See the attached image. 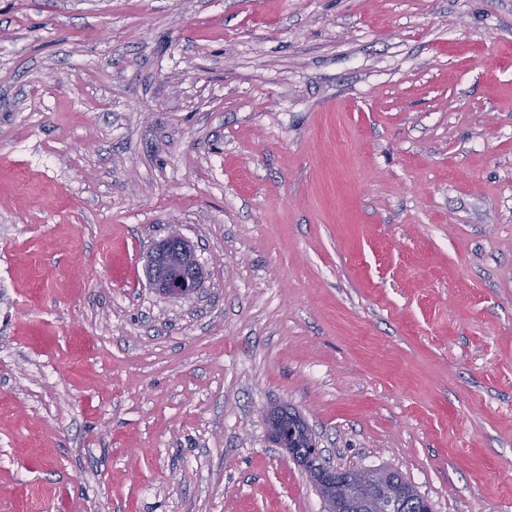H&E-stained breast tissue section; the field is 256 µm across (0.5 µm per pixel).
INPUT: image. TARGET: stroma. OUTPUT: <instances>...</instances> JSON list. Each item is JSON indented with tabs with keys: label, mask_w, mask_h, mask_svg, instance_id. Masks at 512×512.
Returning a JSON list of instances; mask_svg holds the SVG:
<instances>
[{
	"label": "stroma",
	"mask_w": 512,
	"mask_h": 512,
	"mask_svg": "<svg viewBox=\"0 0 512 512\" xmlns=\"http://www.w3.org/2000/svg\"><path fill=\"white\" fill-rule=\"evenodd\" d=\"M278 404L512 512V0H0V512H324ZM192 262H186L181 266L177 274L175 275L174 272H170L169 274L174 277L175 280L171 283L168 281V279H154L152 281V285L155 286H163L164 288H167L171 295L176 298H189L190 296L197 293V291L200 288V285L194 276V274L191 273L193 270Z\"/></svg>",
	"instance_id": "stroma-1"
}]
</instances>
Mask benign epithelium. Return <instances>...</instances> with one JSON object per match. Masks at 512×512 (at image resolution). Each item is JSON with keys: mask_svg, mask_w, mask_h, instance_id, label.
<instances>
[{"mask_svg": "<svg viewBox=\"0 0 512 512\" xmlns=\"http://www.w3.org/2000/svg\"><path fill=\"white\" fill-rule=\"evenodd\" d=\"M192 270V263L187 262L181 266L174 281L159 278L152 281V285L167 288L176 298H188L200 288ZM267 423L279 447L292 448L299 443L303 430L288 415L287 408L277 414H267ZM297 459L307 482L316 492L327 500L330 494H336V502L329 504L331 512H370L380 501L411 497L409 488L398 478L379 480L362 469L345 471L326 464L322 450L314 443L301 449Z\"/></svg>", "mask_w": 512, "mask_h": 512, "instance_id": "benign-epithelium-1", "label": "benign epithelium"}]
</instances>
